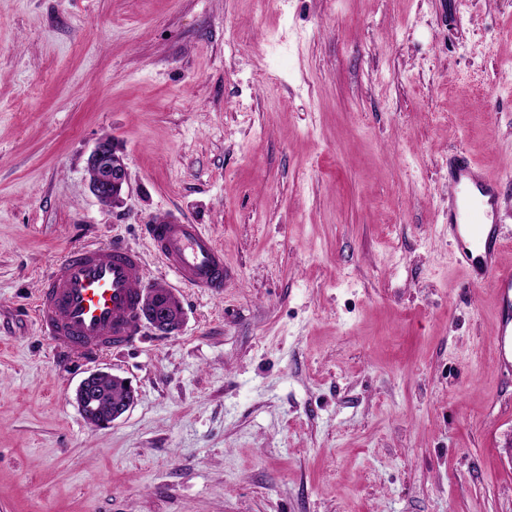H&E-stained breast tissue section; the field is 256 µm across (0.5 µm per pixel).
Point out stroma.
<instances>
[{
    "instance_id": "obj_1",
    "label": "stroma",
    "mask_w": 512,
    "mask_h": 512,
    "mask_svg": "<svg viewBox=\"0 0 512 512\" xmlns=\"http://www.w3.org/2000/svg\"><path fill=\"white\" fill-rule=\"evenodd\" d=\"M453 151L512 173V0H0V512H512ZM170 215L223 248V296L155 255ZM116 239L182 327L56 357L42 278ZM97 368L135 393L104 430L74 401ZM88 165L94 169L91 191L98 201L110 208L121 207L129 188L125 155L112 137L101 138L93 149Z\"/></svg>"
}]
</instances>
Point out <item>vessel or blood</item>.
<instances>
[{
    "label": "vessel or blood",
    "mask_w": 512,
    "mask_h": 512,
    "mask_svg": "<svg viewBox=\"0 0 512 512\" xmlns=\"http://www.w3.org/2000/svg\"><path fill=\"white\" fill-rule=\"evenodd\" d=\"M448 232L457 261L477 286L498 291V356L512 355V271L501 255L506 240L497 223L499 177L483 170L464 152L448 168ZM144 234L162 264L180 284L214 296L224 293V251L202 225L166 217L145 225ZM141 254L119 241L88 243L65 255L42 281L36 301L40 328L51 336L59 356L94 358L128 345L140 335Z\"/></svg>",
    "instance_id": "1"
}]
</instances>
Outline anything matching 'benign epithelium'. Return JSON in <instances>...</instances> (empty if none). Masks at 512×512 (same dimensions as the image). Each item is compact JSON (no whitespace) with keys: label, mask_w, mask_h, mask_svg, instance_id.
Wrapping results in <instances>:
<instances>
[{"label":"benign epithelium","mask_w":512,"mask_h":512,"mask_svg":"<svg viewBox=\"0 0 512 512\" xmlns=\"http://www.w3.org/2000/svg\"><path fill=\"white\" fill-rule=\"evenodd\" d=\"M88 165L94 169L91 191L98 201L110 208H118L124 203L126 189L129 188L128 169L125 155L118 148L112 137L101 138L93 149ZM144 318L155 328L168 333L180 329L184 322L183 308L179 299L167 292L149 289L144 294ZM106 380L126 384L129 396L105 410H100L92 399L97 385ZM76 403L85 419L92 426L106 429L123 416L134 403L132 386L126 379L102 369L89 372L80 382L76 394Z\"/></svg>","instance_id":"obj_1"}]
</instances>
